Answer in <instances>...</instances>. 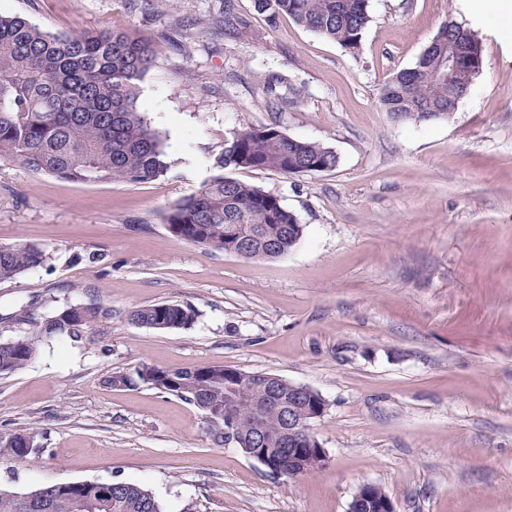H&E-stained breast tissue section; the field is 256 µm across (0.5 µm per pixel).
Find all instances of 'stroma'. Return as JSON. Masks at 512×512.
<instances>
[{
  "label": "stroma",
  "instance_id": "1",
  "mask_svg": "<svg viewBox=\"0 0 512 512\" xmlns=\"http://www.w3.org/2000/svg\"><path fill=\"white\" fill-rule=\"evenodd\" d=\"M482 0H369L357 53L254 0H0L44 32L104 26L149 39L138 106L165 142L167 174L78 183L0 161V245L33 244L45 266L0 283V341L68 304L112 318L81 342L41 343L0 375V436L30 431L35 463L0 444V489L142 484L165 512H347L380 486L396 512H512V37ZM232 9L239 33H224ZM478 34L482 70L447 119L398 122L379 87L412 67L440 27ZM271 126L324 144L335 168L239 169L304 235L249 260L179 241L165 215L214 174L234 132ZM188 302L185 330L132 310ZM267 372L326 402L311 431L325 469L277 478L204 414L142 384L140 364Z\"/></svg>",
  "mask_w": 512,
  "mask_h": 512
}]
</instances>
